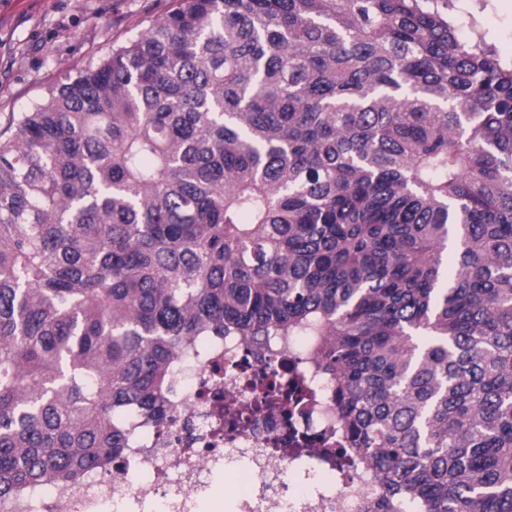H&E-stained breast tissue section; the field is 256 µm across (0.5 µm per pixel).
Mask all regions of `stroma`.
Returning a JSON list of instances; mask_svg holds the SVG:
<instances>
[{"label":"stroma","mask_w":512,"mask_h":512,"mask_svg":"<svg viewBox=\"0 0 512 512\" xmlns=\"http://www.w3.org/2000/svg\"><path fill=\"white\" fill-rule=\"evenodd\" d=\"M174 0H0V130L165 15ZM512 60V0H457Z\"/></svg>","instance_id":"stroma-1"}]
</instances>
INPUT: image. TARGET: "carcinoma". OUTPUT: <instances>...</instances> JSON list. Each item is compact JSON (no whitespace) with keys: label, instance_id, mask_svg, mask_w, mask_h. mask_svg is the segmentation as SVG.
Masks as SVG:
<instances>
[{"label":"carcinoma","instance_id":"carcinoma-1","mask_svg":"<svg viewBox=\"0 0 512 512\" xmlns=\"http://www.w3.org/2000/svg\"><path fill=\"white\" fill-rule=\"evenodd\" d=\"M175 2L0 133V500L292 336L381 512H512V61L455 0Z\"/></svg>","mask_w":512,"mask_h":512}]
</instances>
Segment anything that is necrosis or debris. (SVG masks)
<instances>
[{
  "label": "necrosis or debris",
  "instance_id": "necrosis-or-debris-1",
  "mask_svg": "<svg viewBox=\"0 0 512 512\" xmlns=\"http://www.w3.org/2000/svg\"><path fill=\"white\" fill-rule=\"evenodd\" d=\"M342 440L330 386L294 341L205 339L177 364L164 421L140 428L111 467L22 491L0 512H194L218 476L232 479L235 512H375V482L339 454Z\"/></svg>",
  "mask_w": 512,
  "mask_h": 512
}]
</instances>
